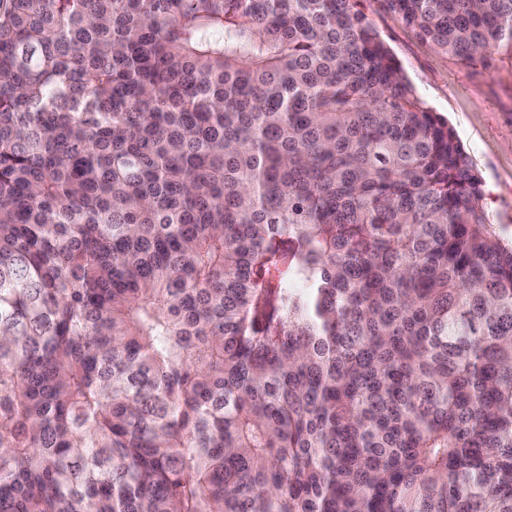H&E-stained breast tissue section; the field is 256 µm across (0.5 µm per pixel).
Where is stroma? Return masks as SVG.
<instances>
[{
	"instance_id": "1",
	"label": "stroma",
	"mask_w": 512,
	"mask_h": 512,
	"mask_svg": "<svg viewBox=\"0 0 512 512\" xmlns=\"http://www.w3.org/2000/svg\"><path fill=\"white\" fill-rule=\"evenodd\" d=\"M417 95L445 117L482 180V203L504 242L512 241V53L466 62L437 49L376 0H361Z\"/></svg>"
}]
</instances>
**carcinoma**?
<instances>
[{"instance_id": "carcinoma-1", "label": "carcinoma", "mask_w": 512, "mask_h": 512, "mask_svg": "<svg viewBox=\"0 0 512 512\" xmlns=\"http://www.w3.org/2000/svg\"><path fill=\"white\" fill-rule=\"evenodd\" d=\"M358 2L0 0V512H512V245Z\"/></svg>"}]
</instances>
